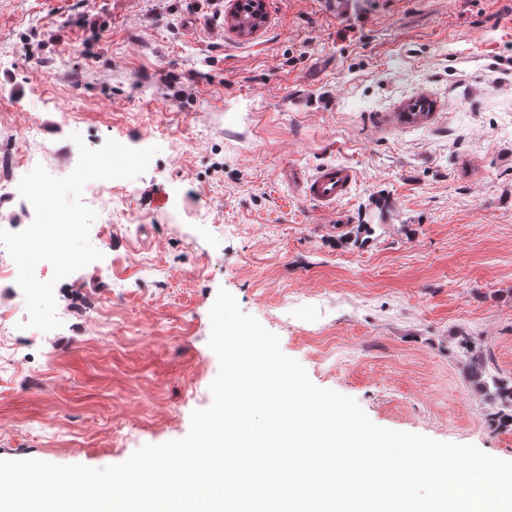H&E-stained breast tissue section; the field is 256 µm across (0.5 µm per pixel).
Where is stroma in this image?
I'll return each mask as SVG.
<instances>
[{
  "mask_svg": "<svg viewBox=\"0 0 512 512\" xmlns=\"http://www.w3.org/2000/svg\"><path fill=\"white\" fill-rule=\"evenodd\" d=\"M0 0V174L39 122L57 177L159 146L56 282L62 328L16 331L0 460L104 468L211 405L219 289L377 425L512 461L468 377L512 379V0ZM357 172L324 212L299 179Z\"/></svg>",
  "mask_w": 512,
  "mask_h": 512,
  "instance_id": "stroma-1",
  "label": "stroma"
}]
</instances>
